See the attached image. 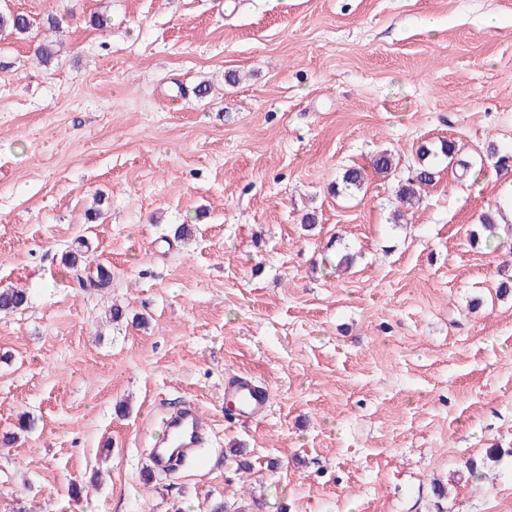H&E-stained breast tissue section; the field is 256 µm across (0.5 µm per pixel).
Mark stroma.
Wrapping results in <instances>:
<instances>
[{
	"instance_id": "stroma-1",
	"label": "stroma",
	"mask_w": 512,
	"mask_h": 512,
	"mask_svg": "<svg viewBox=\"0 0 512 512\" xmlns=\"http://www.w3.org/2000/svg\"><path fill=\"white\" fill-rule=\"evenodd\" d=\"M0 11L34 21L0 30V290L28 292L0 316V434L36 418L0 445V512H512V249L479 223L512 198L488 155L512 157V0ZM444 141L455 162L396 217ZM351 166L362 189L337 193ZM235 375L262 417L227 411ZM187 405L208 443L150 471ZM418 155L420 162L414 174L406 180L400 181L398 184L397 192L399 193V198L402 203L411 204L420 196L421 191L425 187L435 181L437 173L435 164L427 159L430 156L436 158L437 152L423 145L419 148Z\"/></svg>"
}]
</instances>
